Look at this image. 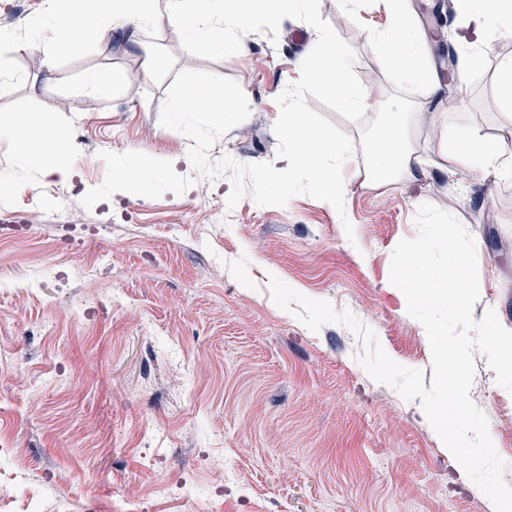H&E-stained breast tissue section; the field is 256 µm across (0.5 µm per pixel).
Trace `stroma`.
<instances>
[{
    "label": "stroma",
    "mask_w": 512,
    "mask_h": 512,
    "mask_svg": "<svg viewBox=\"0 0 512 512\" xmlns=\"http://www.w3.org/2000/svg\"><path fill=\"white\" fill-rule=\"evenodd\" d=\"M440 0H408L440 89L399 84L373 41L388 25L383 0H310L278 22L255 17L243 49L208 48L180 27L93 40L79 57L44 42L47 0H0V113L38 110L63 125L77 158L71 179L21 164L0 139V217L30 221L25 237L0 240V467L20 483L0 512H110L113 499H142L149 512H198L182 485L223 481L212 512H492L462 480L419 401L404 400L357 361V337L329 323L311 331L274 302L271 278L351 312L396 363L432 376L423 326L389 280L391 254L417 236L429 202L473 236L485 286L474 319L496 310L512 329V183L430 177L373 189L362 151L344 214L298 195L283 207L225 201L228 177L208 178L188 159L190 139L159 123L166 91L182 70L235 80L251 114L219 137L211 159L277 158L276 98L320 32L355 59L354 79L399 94L419 112H441L512 146V119L497 105L501 62L512 37L494 40L471 73L467 105L449 106L461 77L445 46L459 21L438 24ZM166 60L140 77L144 49ZM56 57V71L43 65ZM123 75L102 94L89 77ZM165 163L150 192L117 183L125 167ZM223 207L224 221L210 223ZM51 219L35 221L36 212ZM90 224L70 244L58 223ZM352 231H345V224ZM502 479L512 486V393L474 356Z\"/></svg>",
    "instance_id": "35a3bbf8"
}]
</instances>
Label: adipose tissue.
Instances as JSON below:
<instances>
[{
    "label": "adipose tissue",
    "mask_w": 512,
    "mask_h": 512,
    "mask_svg": "<svg viewBox=\"0 0 512 512\" xmlns=\"http://www.w3.org/2000/svg\"><path fill=\"white\" fill-rule=\"evenodd\" d=\"M283 0H110L108 27L154 28L160 22L182 28L192 36H202L212 48L236 44L250 19L264 13L276 21ZM52 9L47 38L73 51V35L85 31L96 38L100 29L83 13L61 8L59 0H49ZM390 24L376 32L380 61L402 85H427L438 90L439 83L422 46L407 0H386ZM460 43L466 49L468 70L480 67L479 49L490 34L512 35V0H462ZM355 60L337 43L335 35L323 34L297 67V83L316 84L330 93L343 110H374L379 99L373 90L359 87L354 80ZM429 120L436 133L425 153L415 152L407 142V127L414 121ZM379 136L371 145L372 181L382 187L395 180L416 181L434 175H466L482 179L491 175L512 177V150L492 144L471 131L449 132L437 113L388 112ZM0 136L16 145L20 162L45 160L47 175L62 179L74 172V158L68 135L56 122H37L13 113L0 114Z\"/></svg>",
    "instance_id": "obj_1"
}]
</instances>
